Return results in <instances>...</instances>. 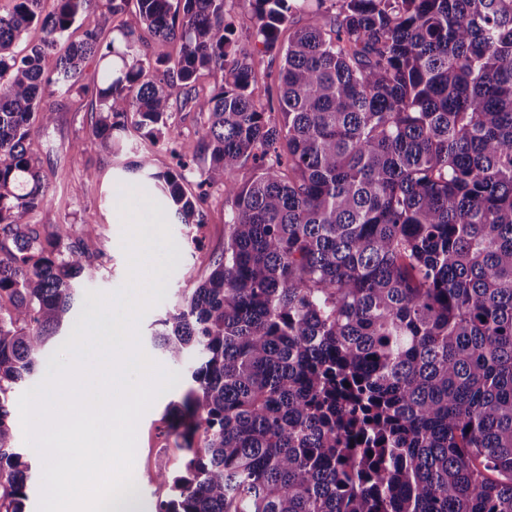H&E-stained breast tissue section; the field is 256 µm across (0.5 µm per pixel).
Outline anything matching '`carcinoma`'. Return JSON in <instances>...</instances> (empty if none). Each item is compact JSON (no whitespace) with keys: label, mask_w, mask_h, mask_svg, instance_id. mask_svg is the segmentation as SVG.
Instances as JSON below:
<instances>
[{"label":"carcinoma","mask_w":512,"mask_h":512,"mask_svg":"<svg viewBox=\"0 0 512 512\" xmlns=\"http://www.w3.org/2000/svg\"><path fill=\"white\" fill-rule=\"evenodd\" d=\"M41 2L0 14V512L31 479L11 395L98 274L94 240L32 227L49 181L29 149L90 59L95 143L133 130L176 159L125 165L139 190L188 228L208 189L232 202L221 257L154 332L191 362L157 512H512V0H248L254 46L281 55L277 119L229 0ZM100 14L132 19L106 41ZM176 124L180 132L177 150L185 155H190L198 139L197 132L201 128L199 117L195 112H177Z\"/></svg>","instance_id":"carcinoma-1"}]
</instances>
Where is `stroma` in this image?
I'll return each instance as SVG.
<instances>
[{
    "label": "stroma",
    "instance_id": "1",
    "mask_svg": "<svg viewBox=\"0 0 512 512\" xmlns=\"http://www.w3.org/2000/svg\"><path fill=\"white\" fill-rule=\"evenodd\" d=\"M96 61L86 63L80 83L85 92L61 101L60 120L48 130L31 138V149L39 157L49 177L50 190L46 205L33 220L44 234L55 225H72L77 235L94 239L101 251L97 277L88 282L91 290L111 291L119 287L127 274V260L120 244L122 223L117 211L124 199H131L143 218L154 224H169L172 246L160 250L165 269L162 279V302L151 309L141 322L142 346L154 360L162 355L155 349L151 336L158 322L181 301L182 294L192 292L211 272L213 263L224 250V220L230 205L224 193L213 190L202 201L205 223L198 232L199 247L187 245L184 225L172 223L162 201L154 196H132L133 174L122 165L137 160L148 139L131 132L121 140L120 158L103 151L90 137V101L96 91ZM179 387L160 396L141 417L137 428V445L133 473L142 481L140 499L144 512H154L166 490L146 483V476L158 468L178 472L184 453L179 450L166 417L170 402L179 400Z\"/></svg>",
    "mask_w": 512,
    "mask_h": 512
}]
</instances>
